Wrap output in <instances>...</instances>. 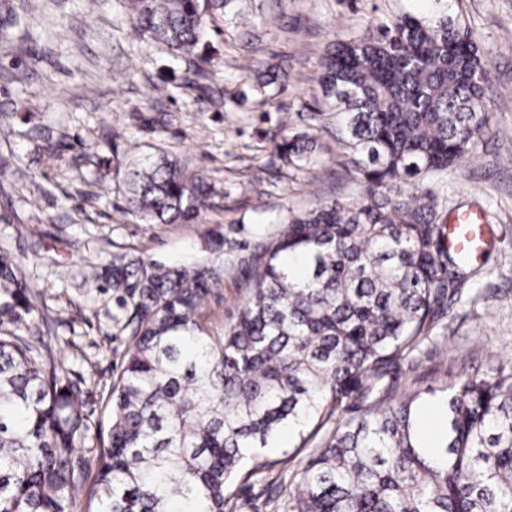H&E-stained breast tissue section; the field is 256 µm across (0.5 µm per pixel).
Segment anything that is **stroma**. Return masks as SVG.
I'll return each instance as SVG.
<instances>
[{"label": "stroma", "mask_w": 512, "mask_h": 512, "mask_svg": "<svg viewBox=\"0 0 512 512\" xmlns=\"http://www.w3.org/2000/svg\"><path fill=\"white\" fill-rule=\"evenodd\" d=\"M17 13L13 33L30 51L0 46V156L14 159L0 176V246L15 257L33 291L44 342L74 377L94 372L85 388L90 437L107 420L105 395L129 345L122 314L104 276L116 253L170 263L207 255L216 236L256 244L273 237L288 210L351 195L362 188L328 129L319 104L320 62L337 40L370 34L376 21L432 0H233L251 27L215 20L206 55L213 62L197 88L185 65L133 22L128 0H40ZM489 52L490 130L474 156L450 175L449 206L487 211L481 273L449 301L437 337L417 361H398L399 392L439 386L468 370L492 375L512 360V0H452ZM278 71L257 91L249 65ZM316 135L312 166L283 165L275 145L288 131ZM168 153L204 175L214 193L202 220L144 224L126 212L129 160ZM251 282L226 256L224 281L208 299L216 326L233 322ZM274 474L242 485L226 512H277Z\"/></svg>", "instance_id": "obj_1"}]
</instances>
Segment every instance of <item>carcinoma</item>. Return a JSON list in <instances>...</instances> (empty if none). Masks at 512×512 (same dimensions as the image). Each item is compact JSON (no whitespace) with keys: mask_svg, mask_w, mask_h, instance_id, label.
<instances>
[{"mask_svg":"<svg viewBox=\"0 0 512 512\" xmlns=\"http://www.w3.org/2000/svg\"><path fill=\"white\" fill-rule=\"evenodd\" d=\"M336 43L323 100L363 190L290 211L242 260L253 284L215 330L205 304L224 266L115 254L106 275L129 332L108 395L107 435L87 445L81 385L44 345L28 283L0 249V512H224L269 471L283 439L335 429L288 482L283 512H512V361L396 396L391 366L414 358L479 269L448 250L442 191L488 131L487 53L435 0ZM133 19L181 61L202 64L200 0H132ZM298 168L317 141L277 144ZM211 186L175 156L130 165L126 212L185 223ZM360 407L342 417L350 401ZM444 407L435 447L418 429Z\"/></svg>","mask_w":512,"mask_h":512,"instance_id":"obj_1","label":"carcinoma"}]
</instances>
